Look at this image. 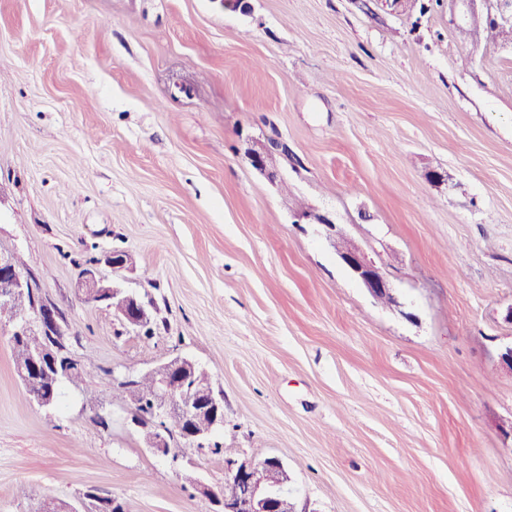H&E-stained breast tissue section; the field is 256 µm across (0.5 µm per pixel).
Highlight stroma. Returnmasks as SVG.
Returning a JSON list of instances; mask_svg holds the SVG:
<instances>
[{
    "instance_id": "stroma-1",
    "label": "stroma",
    "mask_w": 512,
    "mask_h": 512,
    "mask_svg": "<svg viewBox=\"0 0 512 512\" xmlns=\"http://www.w3.org/2000/svg\"><path fill=\"white\" fill-rule=\"evenodd\" d=\"M420 2L0 0V248L86 370L39 407L0 328V512L34 487L213 512L192 482L222 486L224 456L152 452L113 395L176 356L298 512H512V43L459 39L482 0ZM273 135L271 180L247 153ZM114 250L167 323L151 338L76 292ZM336 247L341 261L373 298L390 296L393 298L387 276L380 267L368 259L359 246L340 238Z\"/></svg>"
}]
</instances>
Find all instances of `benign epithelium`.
Segmentation results:
<instances>
[{
	"instance_id": "1",
	"label": "benign epithelium",
	"mask_w": 512,
	"mask_h": 512,
	"mask_svg": "<svg viewBox=\"0 0 512 512\" xmlns=\"http://www.w3.org/2000/svg\"><path fill=\"white\" fill-rule=\"evenodd\" d=\"M486 5V21L499 26L512 25V0H483ZM285 144L276 138L268 139L262 152L249 155L251 164L266 169V158L272 151H282ZM341 261L361 282L374 298L390 297V282L373 261L356 244L339 239L336 243ZM119 251L104 255L89 263L78 283V291L87 302L104 305L107 295L124 296L125 307L119 312L118 322L128 334L140 336L157 319V309L151 301L144 302L122 288L118 279L107 280L100 274L99 265L112 268L113 274L129 270L122 262ZM0 301L6 303L30 302L27 310L14 320L11 333L16 336H56L66 343L67 325L57 307L44 297L35 279L21 273L14 263L11 252L0 250ZM196 362L187 357H175L166 362L167 370L158 376L149 401L131 403L132 422L141 428L150 427L153 433L145 446L157 454L167 456L175 452L174 432L187 433L190 424L198 423L194 446L199 449L212 447V436L224 425V402L212 387L200 392L187 390L175 381L171 374L179 375L194 368ZM227 477L236 486V492L227 496L224 490L216 491L205 483L196 485L209 497L217 512H295L290 502L288 474L282 460L276 456L260 463L226 461Z\"/></svg>"
}]
</instances>
